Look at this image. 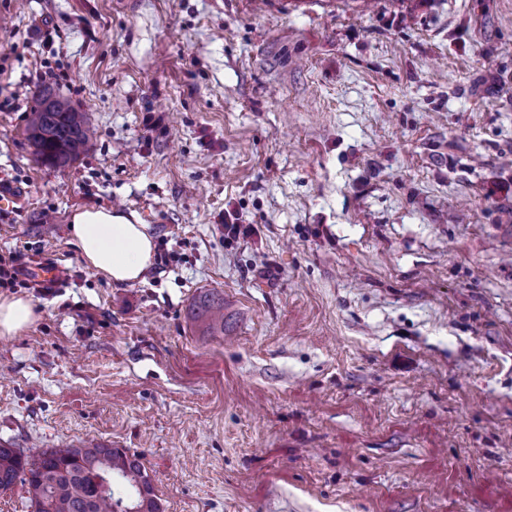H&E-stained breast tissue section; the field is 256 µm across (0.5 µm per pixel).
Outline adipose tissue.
I'll return each mask as SVG.
<instances>
[{
  "instance_id": "ef3b65f1",
  "label": "adipose tissue",
  "mask_w": 512,
  "mask_h": 512,
  "mask_svg": "<svg viewBox=\"0 0 512 512\" xmlns=\"http://www.w3.org/2000/svg\"><path fill=\"white\" fill-rule=\"evenodd\" d=\"M70 236L85 263L115 285L143 281L155 261L149 225L109 208L77 211Z\"/></svg>"
}]
</instances>
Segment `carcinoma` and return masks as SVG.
Instances as JSON below:
<instances>
[{
	"mask_svg": "<svg viewBox=\"0 0 512 512\" xmlns=\"http://www.w3.org/2000/svg\"><path fill=\"white\" fill-rule=\"evenodd\" d=\"M25 134L37 160L56 169L91 152L96 140L83 113L47 91L29 113ZM190 318L203 336L224 333V297L214 292L198 295ZM101 475L119 477L127 488L124 499L138 512H162L141 456L128 448L89 442L28 455L0 444V490L21 483L34 512H113L117 498L111 487L98 483Z\"/></svg>",
	"mask_w": 512,
	"mask_h": 512,
	"instance_id": "obj_1",
	"label": "carcinoma"
}]
</instances>
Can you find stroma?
Segmentation results:
<instances>
[{"mask_svg": "<svg viewBox=\"0 0 512 512\" xmlns=\"http://www.w3.org/2000/svg\"><path fill=\"white\" fill-rule=\"evenodd\" d=\"M46 85L96 130L63 170L24 136ZM1 178L38 319L0 441L135 451L164 512H512V0H0ZM91 208L169 261L110 284ZM70 236L85 263L112 285H133L155 262V244L148 224L136 214L109 208L77 211ZM190 318L201 336L224 333V297L214 292L198 295L190 307Z\"/></svg>", "mask_w": 512, "mask_h": 512, "instance_id": "1", "label": "stroma"}]
</instances>
